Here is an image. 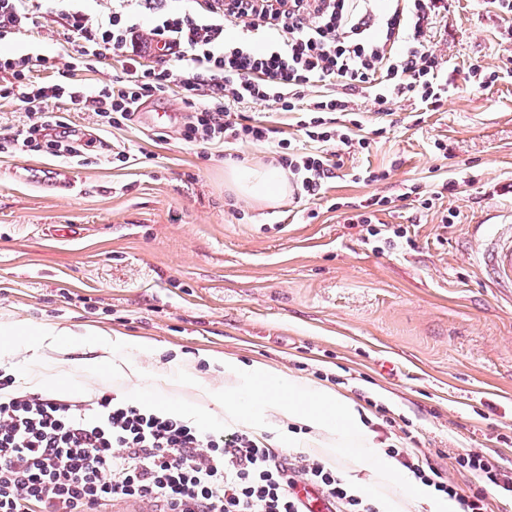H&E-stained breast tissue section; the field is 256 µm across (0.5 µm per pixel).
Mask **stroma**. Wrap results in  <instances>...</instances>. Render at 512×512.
<instances>
[{"instance_id":"stroma-1","label":"stroma","mask_w":512,"mask_h":512,"mask_svg":"<svg viewBox=\"0 0 512 512\" xmlns=\"http://www.w3.org/2000/svg\"><path fill=\"white\" fill-rule=\"evenodd\" d=\"M511 39L485 0H448L435 37L447 94L420 113L400 102L370 119L367 148L344 155L325 199L306 204L235 196L229 156L268 164V150L186 145L164 116L182 112L178 95L104 130L93 112L58 104L92 141L84 160L0 153V327L105 331L156 348L137 359L140 382L113 375L108 352L48 353L38 366L62 392L126 402L139 390L220 416L197 383L223 387L212 359L231 356L341 390L371 411L382 445L427 457L462 487L474 480L460 454L512 468V302L485 285L471 233L512 213V53L501 49ZM7 48L52 57L75 45L57 24ZM474 64L494 81L475 87ZM365 170L378 180H360ZM67 174L75 192L49 191ZM444 177L458 193L424 209ZM373 196L409 240L377 246L348 222ZM69 224L80 237L58 236ZM172 360L185 367L173 382L161 371Z\"/></svg>"}]
</instances>
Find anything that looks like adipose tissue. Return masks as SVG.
<instances>
[{
    "label": "adipose tissue",
    "mask_w": 512,
    "mask_h": 512,
    "mask_svg": "<svg viewBox=\"0 0 512 512\" xmlns=\"http://www.w3.org/2000/svg\"><path fill=\"white\" fill-rule=\"evenodd\" d=\"M224 179L238 197L259 205H278L291 193L288 175L278 166L233 165L225 171ZM124 344V338L104 332L89 338L82 332L21 321L0 329V351L16 355L45 348L89 347L112 353L113 373L140 376L136 362L119 356ZM222 365L223 390H214L205 381L200 389L208 397L222 398L225 423L245 425L258 432L276 429L284 448H313L328 457L350 454L354 474L349 481L354 489L366 488L357 478L361 472L399 486L400 499L385 500V512H403L407 502L425 505L428 512H459L455 500L438 496L380 450L376 434L368 424L369 415L354 398L261 362L226 358ZM284 419L289 422L285 428L280 425Z\"/></svg>",
    "instance_id": "adipose-tissue-1"
}]
</instances>
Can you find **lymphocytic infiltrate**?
<instances>
[{
	"label": "lymphocytic infiltrate",
	"mask_w": 512,
	"mask_h": 512,
	"mask_svg": "<svg viewBox=\"0 0 512 512\" xmlns=\"http://www.w3.org/2000/svg\"><path fill=\"white\" fill-rule=\"evenodd\" d=\"M447 12L446 0H110L103 13L87 0H0V43L44 19L60 22L77 44L50 81L31 77L45 56L0 54V99L18 101L30 118L0 139V152L79 157L77 133L55 104L112 127L175 92L187 110L183 142L269 145L295 200H317L342 152L366 144L354 135L363 126L357 97L381 116L396 100H441L448 61L435 49L434 25ZM157 52L162 66L146 67ZM109 55L123 63L112 83L75 82ZM262 103L295 114L317 151H300L277 127L245 115ZM456 462L473 488L417 457L401 460L460 512H488L490 497L512 498V468L494 456L468 452ZM302 483L333 512H381L336 469L251 432H212L107 394L21 392L0 377V512H106L117 499L150 502L155 512H304Z\"/></svg>",
	"instance_id": "obj_1"
}]
</instances>
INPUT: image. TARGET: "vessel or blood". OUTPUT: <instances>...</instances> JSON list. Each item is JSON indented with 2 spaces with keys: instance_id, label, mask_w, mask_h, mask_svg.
I'll use <instances>...</instances> for the list:
<instances>
[{
  "instance_id": "1",
  "label": "vessel or blood",
  "mask_w": 512,
  "mask_h": 512,
  "mask_svg": "<svg viewBox=\"0 0 512 512\" xmlns=\"http://www.w3.org/2000/svg\"><path fill=\"white\" fill-rule=\"evenodd\" d=\"M476 235L477 266L492 286L512 288V224H480Z\"/></svg>"
}]
</instances>
